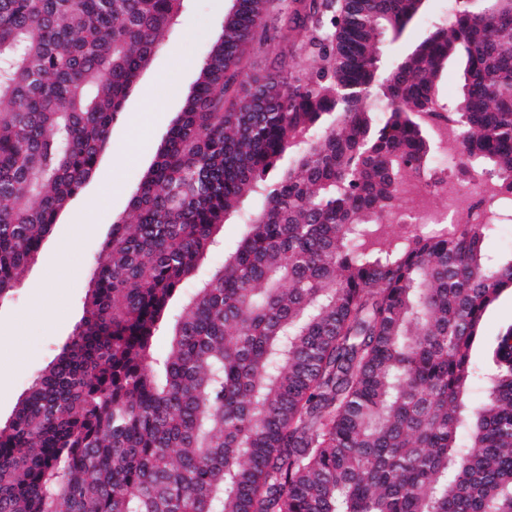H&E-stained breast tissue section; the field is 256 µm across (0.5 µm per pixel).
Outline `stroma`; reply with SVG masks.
Here are the masks:
<instances>
[{
    "label": "stroma",
    "instance_id": "obj_1",
    "mask_svg": "<svg viewBox=\"0 0 512 512\" xmlns=\"http://www.w3.org/2000/svg\"><path fill=\"white\" fill-rule=\"evenodd\" d=\"M230 0H189L169 40L154 52L141 73L122 112L112 123L110 147L82 192L59 216L52 234L36 261L28 268L20 288L0 299V423L12 415L28 385L47 367L68 342L83 316L93 258L108 239L115 221L130 216L129 201L152 163L170 125L181 111L205 55L208 38L219 31ZM262 33L269 46L253 53L254 69L264 73L278 56L297 62L315 73L319 62L313 55L292 48L276 35V24L267 21ZM152 88L156 108H144L142 92ZM137 142L133 158L116 150L119 142ZM118 185L120 193L109 190ZM52 287L54 318L45 322L33 309L35 288ZM512 324V291L503 293L488 311L472 360L489 367L497 334Z\"/></svg>",
    "mask_w": 512,
    "mask_h": 512
}]
</instances>
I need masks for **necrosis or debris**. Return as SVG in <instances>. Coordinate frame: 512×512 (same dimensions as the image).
Masks as SVG:
<instances>
[{
  "mask_svg": "<svg viewBox=\"0 0 512 512\" xmlns=\"http://www.w3.org/2000/svg\"><path fill=\"white\" fill-rule=\"evenodd\" d=\"M428 121L437 133L440 162L397 186L398 204L388 223L408 235L450 232L465 222L489 223L505 197L499 180L468 166L458 125L439 106H432Z\"/></svg>",
  "mask_w": 512,
  "mask_h": 512,
  "instance_id": "necrosis-or-debris-1",
  "label": "necrosis or debris"
}]
</instances>
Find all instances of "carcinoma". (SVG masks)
<instances>
[{
	"mask_svg": "<svg viewBox=\"0 0 512 512\" xmlns=\"http://www.w3.org/2000/svg\"><path fill=\"white\" fill-rule=\"evenodd\" d=\"M185 2L0 0V298ZM424 2L224 12L72 338L0 424V512H512V325L468 404L512 254L483 250L496 223L453 238L382 223L436 153L420 116L451 58L469 163L512 192V0H461L450 28L382 66L381 36ZM271 14L316 75L285 59L245 72ZM248 199L224 263L181 293Z\"/></svg>",
	"mask_w": 512,
	"mask_h": 512,
	"instance_id": "cac0c4a2",
	"label": "carcinoma"
}]
</instances>
